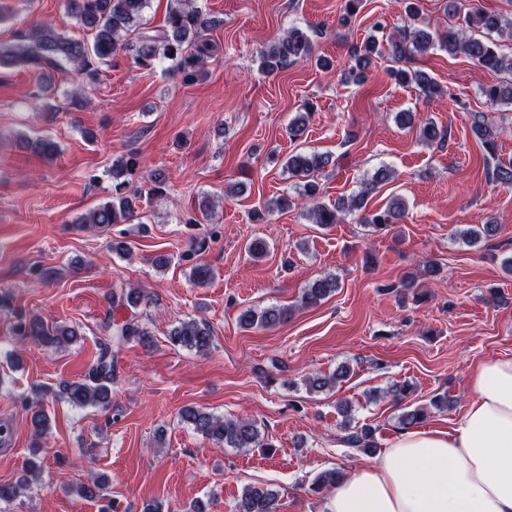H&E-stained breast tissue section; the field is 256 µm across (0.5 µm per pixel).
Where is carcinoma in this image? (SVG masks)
<instances>
[{
	"instance_id": "cac0c4a2",
	"label": "carcinoma",
	"mask_w": 512,
	"mask_h": 512,
	"mask_svg": "<svg viewBox=\"0 0 512 512\" xmlns=\"http://www.w3.org/2000/svg\"><path fill=\"white\" fill-rule=\"evenodd\" d=\"M148 3L149 0H66L67 15L91 32L92 41L69 36L63 25L33 22L16 31L11 41L0 42V68L26 69L35 74L43 82L38 93V98L42 99L49 90L46 78L68 66L77 84L70 99L77 106L84 103L88 89L98 83L101 66L110 65L112 58L120 52L130 53L134 62L144 68L153 67L159 60H170L185 81H195L216 56L218 44L208 37L207 32L219 21L205 17L196 6V0H170L164 24L149 27L144 22ZM403 4L409 24L385 43L374 37L360 47H353L352 65L345 73L346 83H363L375 59H386L392 62L388 71L396 83L413 85L427 97L440 96L442 88L426 72L399 66V63L415 54L429 51L437 42L448 53L463 54L485 70L508 72L509 77L486 86L483 95L492 105L512 104V16L487 12L472 0H449L450 10L458 18V25L435 39L427 30L412 26L419 16L417 0H403ZM472 29L483 31L486 38L469 34ZM491 34L495 38H489ZM310 53L308 34L299 28H292L261 53V66L267 73L273 74L307 58ZM471 116V131L482 145L484 158L494 162L493 179L502 185H512V160L506 163L497 154L499 145L488 113L473 112ZM328 164L329 156L317 151L292 154L287 160L288 171L301 179L298 196L311 223L328 227L339 223L345 215L358 212L360 223L383 229L400 223L405 217L406 206L399 199L392 200L382 211L365 210L367 199L393 176V172L385 167L378 169L371 179L362 182L357 194L342 197L330 207L324 205L320 201L318 177ZM137 167L138 162L133 157L122 156L114 160L112 178L118 183L113 185L112 198L89 211L80 219V223L86 227L102 228L133 221L137 216L139 196L125 194L126 181L123 177L136 175ZM496 230V225L484 224L479 229L461 230L459 235L466 242L475 244ZM338 287L336 277H320L304 289L301 305L317 306L333 295ZM143 301L145 296L136 288L114 290L110 298L114 308H136ZM0 311L13 316L16 335L25 336L38 344L61 346L75 334V331L63 325L49 326L27 316L12 305L10 296L6 294H0ZM289 313V309L276 305L260 312L249 309L241 314L240 324L245 328H269L286 320ZM101 331L103 337L98 340L95 359L85 378L64 381L60 387L71 405L94 406L106 412L112 410V386L117 382L120 350L131 340L145 345L150 342V335L133 315L117 322L108 314L102 321ZM169 338L173 344L198 353L210 350L213 345L211 329L202 320L181 322L170 332ZM348 375L349 369L342 365L330 375L311 374L305 378V383L309 391L319 393L334 389ZM412 392L413 385L406 381L394 383L387 390L393 402L401 406L398 421L402 430L424 422L431 408H448L446 393L433 396L427 406L409 405L407 401ZM25 410L30 412L34 439L48 434L49 418L42 406L29 404ZM180 418L195 431L226 448L273 449L251 420L217 416L197 407L183 408ZM346 441L369 454L377 451L372 431L366 427L351 433ZM338 475L340 472L335 469L319 473L311 484V491L317 494L329 492ZM279 501V493L273 489L246 486L235 504V512H279Z\"/></svg>"
}]
</instances>
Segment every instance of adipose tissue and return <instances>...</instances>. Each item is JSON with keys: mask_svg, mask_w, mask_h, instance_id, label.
Masks as SVG:
<instances>
[{"mask_svg": "<svg viewBox=\"0 0 512 512\" xmlns=\"http://www.w3.org/2000/svg\"><path fill=\"white\" fill-rule=\"evenodd\" d=\"M322 512H512V356L477 368L453 429L402 432L342 474Z\"/></svg>", "mask_w": 512, "mask_h": 512, "instance_id": "adipose-tissue-1", "label": "adipose tissue"}]
</instances>
